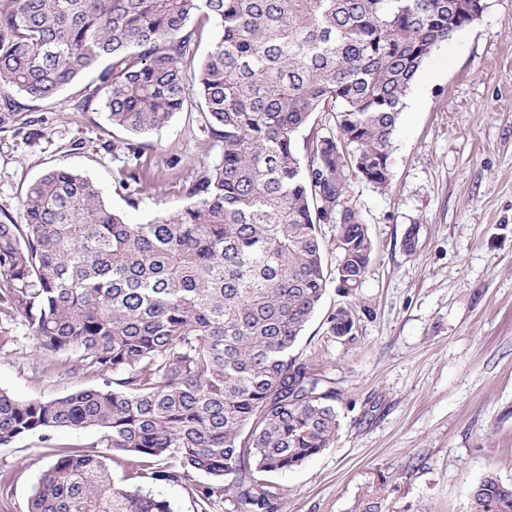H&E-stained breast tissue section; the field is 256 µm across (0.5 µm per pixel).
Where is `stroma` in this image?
Here are the masks:
<instances>
[{
  "instance_id": "35a3bbf8",
  "label": "stroma",
  "mask_w": 512,
  "mask_h": 512,
  "mask_svg": "<svg viewBox=\"0 0 512 512\" xmlns=\"http://www.w3.org/2000/svg\"><path fill=\"white\" fill-rule=\"evenodd\" d=\"M393 138L390 180H353L349 199L369 227L372 260L357 296L364 310L343 337L328 317L350 300L328 285L295 354L339 397L334 444L274 475L278 512H469L487 472L512 482V0H485L481 17L424 61ZM87 74L51 101L15 100L35 118L27 139L0 132V209L17 216L25 188L53 168L90 178L129 223L179 210L185 180L221 149L197 108L146 134L112 127ZM97 151L73 150L76 139ZM141 144L153 188L138 207L118 184ZM0 354V389L20 400L100 386L40 375L25 328ZM35 437L0 447L12 512H27L43 466Z\"/></svg>"
}]
</instances>
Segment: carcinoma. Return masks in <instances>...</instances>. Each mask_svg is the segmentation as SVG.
<instances>
[{
  "mask_svg": "<svg viewBox=\"0 0 512 512\" xmlns=\"http://www.w3.org/2000/svg\"><path fill=\"white\" fill-rule=\"evenodd\" d=\"M455 0H0V130L34 120L11 92L50 101L96 74L112 126L163 127L194 98L220 160L183 186L172 216L130 224L89 178L51 169L30 184L19 219L0 221V353L26 327L40 372L65 370L103 386L22 401L0 390V446L38 437L52 449L28 512H174L138 486L112 482L118 455L156 484L194 473L202 512H276L267 476L336 439L338 393L293 355L328 274L353 295L373 245L349 188L383 189L393 136L429 54L467 26ZM220 35L193 84L192 17ZM333 127L295 139L314 114ZM119 184L131 204L147 190L137 161ZM333 224L341 270L327 271L321 225ZM330 332L354 317L332 314ZM99 433L95 454L52 442L65 429ZM470 512H512V482L486 473Z\"/></svg>",
  "mask_w": 512,
  "mask_h": 512,
  "instance_id": "obj_1",
  "label": "carcinoma"
}]
</instances>
